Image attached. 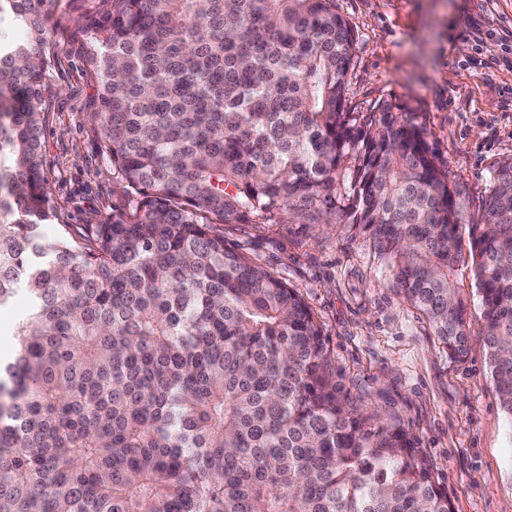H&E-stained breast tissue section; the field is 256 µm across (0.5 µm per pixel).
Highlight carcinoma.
<instances>
[{
	"mask_svg": "<svg viewBox=\"0 0 512 512\" xmlns=\"http://www.w3.org/2000/svg\"><path fill=\"white\" fill-rule=\"evenodd\" d=\"M47 0H0V512H453L400 427L345 409L321 327L217 225L345 224L441 348L480 334L512 419V157L483 223L411 112L347 104L336 0H118L95 55L106 151L141 199L49 240ZM23 286H20L14 300L0 309V353L1 355L14 350L17 342L16 336H11V328L15 321L26 312L28 300Z\"/></svg>",
	"mask_w": 512,
	"mask_h": 512,
	"instance_id": "obj_1",
	"label": "carcinoma"
}]
</instances>
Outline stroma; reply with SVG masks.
I'll list each match as a JSON object with an SVG mask.
<instances>
[{"label":"stroma","instance_id":"35a3bbf8","mask_svg":"<svg viewBox=\"0 0 512 512\" xmlns=\"http://www.w3.org/2000/svg\"><path fill=\"white\" fill-rule=\"evenodd\" d=\"M113 0H48L50 80L44 91L43 175L54 218L47 238L107 224L139 197L106 154L100 74L92 62ZM355 33L347 97L417 113L441 161L465 188L464 221H481L497 161L512 157V75L484 61L512 57L495 29L512 0H336ZM225 243L296 289L321 324L338 398L397 423L431 467L455 512H512V422L503 414L479 334L471 257L456 292L468 305L466 358L448 356L424 316L392 288L372 239L339 225L224 223Z\"/></svg>","mask_w":512,"mask_h":512}]
</instances>
